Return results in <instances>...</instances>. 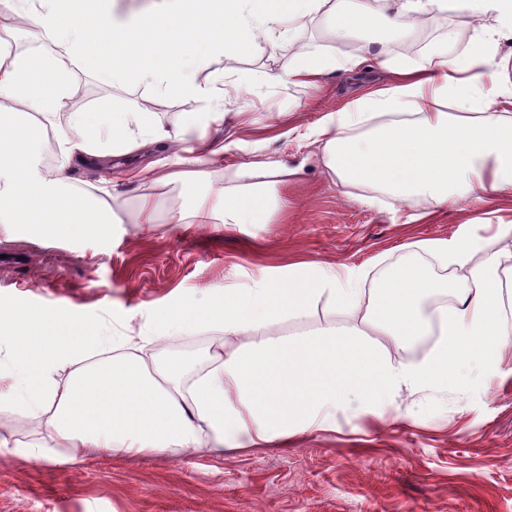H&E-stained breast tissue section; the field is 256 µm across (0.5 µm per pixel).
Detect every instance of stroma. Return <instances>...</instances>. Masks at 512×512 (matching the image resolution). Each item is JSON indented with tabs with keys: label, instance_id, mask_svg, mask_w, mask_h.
<instances>
[{
	"label": "stroma",
	"instance_id": "35a3bbf8",
	"mask_svg": "<svg viewBox=\"0 0 512 512\" xmlns=\"http://www.w3.org/2000/svg\"><path fill=\"white\" fill-rule=\"evenodd\" d=\"M471 38L462 15H440L426 25L357 35L370 52L357 76L334 72L317 85L268 82L288 71L296 46L280 31L268 34L261 53L234 60L215 57L202 79L244 88L241 113L189 137L217 141L226 149L208 167L205 181L131 182L114 195L122 221L106 238L67 242L33 240L22 225L0 227V308H65L99 326L103 335L144 345L161 315L192 303L209 307L228 288H254L287 278L288 266L311 262L327 269L362 267L374 287L393 267L413 259L432 276L442 268L415 249L423 240L478 241L485 252L512 249V196L461 201L434 211L413 195L398 201L369 187L336 184L324 170L312 132L364 89L388 80L383 60L408 57L438 42L448 27ZM71 86L83 87L86 113L140 111L170 126L178 115L210 111L209 103L172 96L146 83L103 81L92 67L75 62ZM268 157L297 171L278 194L285 202L269 223H172L213 189L230 187L241 162ZM156 205V221L139 223L140 197ZM348 319L327 301L308 317H284L262 337L308 338L322 327H347ZM204 325L168 338L170 352L188 353L184 374L192 379L213 356L244 345ZM0 434L41 444L39 419L0 407ZM0 512H512V353L472 377L402 395L370 408L359 392L344 393L335 423L293 438L287 446H256L245 452L148 458L96 452L75 463L34 459L0 451Z\"/></svg>",
	"mask_w": 512,
	"mask_h": 512
}]
</instances>
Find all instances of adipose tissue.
Masks as SVG:
<instances>
[{
    "mask_svg": "<svg viewBox=\"0 0 512 512\" xmlns=\"http://www.w3.org/2000/svg\"><path fill=\"white\" fill-rule=\"evenodd\" d=\"M36 40L39 52L0 60V226L21 224L38 240L107 235L120 216L107 199L76 189L68 175L80 162L108 185L112 158L136 150H171L176 170L168 182L202 181V158L186 157L181 144L208 123L224 120L237 95L200 79L216 55L233 59L262 49L280 27L298 32L302 19L324 13L337 38L376 27L399 28L434 12L477 19L474 36L458 48L447 31L415 62L396 60V80L375 86L350 109L328 114L314 132L329 174L343 185H370L398 197L422 194L441 208L486 193L512 195V78L495 55L512 39V0H357L336 8L331 0H147L131 18L115 20L110 0H0ZM90 64L118 81L160 82L166 91L208 101L211 111L185 115L176 132L153 126L147 113L76 114L74 138L48 139L47 122L70 97L65 61ZM360 56L343 59L297 49L292 82L313 85L332 71L352 72ZM379 128L370 123L380 115ZM366 134H359V127ZM59 154L52 173L39 166L48 142ZM295 170L281 161L251 160L232 172L235 188L199 200L194 224H265L278 202L277 186ZM422 251L467 269L451 283V302L424 314L434 284L421 266L395 269L378 287L365 289V270L308 269L255 288L225 292L207 320L225 337H250L247 347L215 356L211 368L183 384V364L168 356V336L192 329L193 306L169 311L153 336V353L109 354V337L78 329L64 310L0 311V338L14 352L0 365V405L45 414V430L65 461L102 448L119 454L186 455L199 448L223 454L227 437L271 444L323 428L343 391H360L369 406L427 385H447L462 361L501 360L512 336L504 328V275H512V250L483 253L458 239L421 243ZM343 311L344 332L323 327L315 338L260 341L265 329L288 316L309 315L320 300ZM437 328L439 338L420 362L392 361L403 347ZM387 337L375 346L369 334ZM73 370L65 385L54 374Z\"/></svg>",
    "mask_w": 512,
    "mask_h": 512,
    "instance_id": "ef3b65f1",
    "label": "adipose tissue"
}]
</instances>
